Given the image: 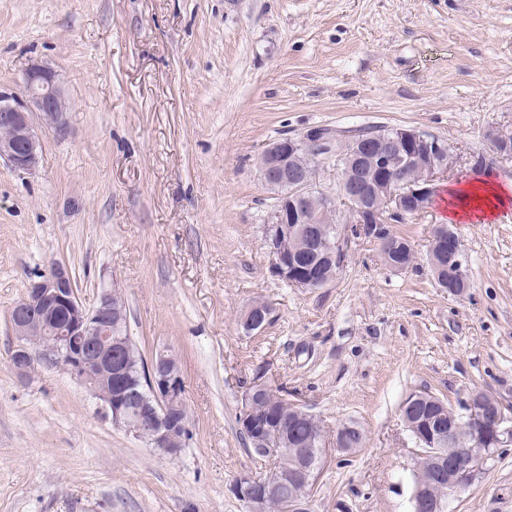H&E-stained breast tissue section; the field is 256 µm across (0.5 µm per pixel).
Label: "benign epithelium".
Wrapping results in <instances>:
<instances>
[{
  "instance_id": "benign-epithelium-1",
  "label": "benign epithelium",
  "mask_w": 512,
  "mask_h": 512,
  "mask_svg": "<svg viewBox=\"0 0 512 512\" xmlns=\"http://www.w3.org/2000/svg\"><path fill=\"white\" fill-rule=\"evenodd\" d=\"M25 98L0 93V159L17 171H31L39 162L40 139L32 115L61 134L65 130L67 100L51 69L30 65L23 75ZM489 156L473 158L474 168L512 162V130L489 133ZM456 157L448 141L426 131L401 128L396 134L358 137L355 133L331 138L314 127L299 137L270 143L260 154L258 167L266 186L278 191L266 247L273 274L289 287L314 291L330 286L348 253L351 238L364 236L379 243L382 259L392 269L407 265L389 257L405 243L397 241L388 225L426 212L438 182L454 169ZM336 168V194L347 205L349 225L330 227L336 218L331 195L320 188L317 169ZM434 279L448 294L460 297L470 288L463 245L454 230L436 228L428 248ZM272 307L257 300L244 314V330H261L271 319ZM16 345L11 361L25 376L38 362L59 367L82 382L112 421L138 437L149 432V445L167 456L181 453L179 443L188 431L184 381L177 355L161 348L145 372L131 376L124 351L127 306L117 289H102L96 303L81 301L69 269L60 263L29 283L9 313ZM273 389L256 381L245 392L239 413L241 430L258 448L264 461L281 455L284 468L244 472L233 481L232 492L248 512H268L283 486L292 494L283 500V512H311L312 491L324 465L326 448H305L288 436L290 419L308 411L299 403L284 402L288 415L268 402ZM403 422L415 439L417 457L428 462L416 474L414 512H447V500L431 486L448 476V494L470 486L487 460L512 446V409L496 397L473 390L453 409L426 393L413 394L403 404ZM465 420L481 444V452L455 447L457 420ZM359 429L345 424L336 431V447L353 452L350 442Z\"/></svg>"
}]
</instances>
